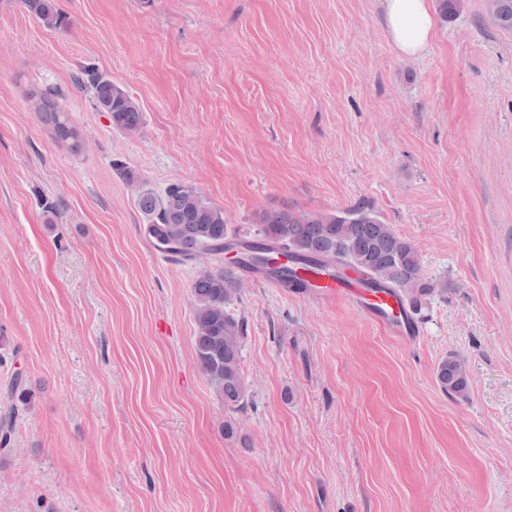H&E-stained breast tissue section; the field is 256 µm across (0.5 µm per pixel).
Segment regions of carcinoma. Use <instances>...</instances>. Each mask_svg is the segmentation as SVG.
<instances>
[{
	"label": "carcinoma",
	"mask_w": 512,
	"mask_h": 512,
	"mask_svg": "<svg viewBox=\"0 0 512 512\" xmlns=\"http://www.w3.org/2000/svg\"><path fill=\"white\" fill-rule=\"evenodd\" d=\"M22 3L43 26L66 25L55 0ZM487 12L498 29L512 32V0H487ZM79 84L88 88L93 106L109 115L113 127L126 133L140 130L143 111L139 101L110 76L86 67ZM36 112L57 140H78L68 113L61 110L53 94L39 98ZM136 203L146 221L145 237L180 262H201L223 254L226 247L237 250L234 266L204 265L192 284L196 365L227 408L240 406L247 394L241 369L244 322L230 309L239 292V271L249 269L287 288L307 287L305 273L341 277L348 269L363 271L372 287L397 288L412 305L418 304L420 297L445 288L441 282L422 279L415 247L392 225L381 223L362 207L341 215L265 210L259 214L256 237L245 240L228 232L224 211L206 202L190 184L174 182L160 193L142 187ZM278 253L287 254L289 264H271ZM436 379L444 392L464 396L468 390L467 364L449 356L438 364Z\"/></svg>",
	"instance_id": "obj_1"
}]
</instances>
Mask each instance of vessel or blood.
Listing matches in <instances>:
<instances>
[{"label": "vessel or blood", "instance_id": "vessel-or-blood-1", "mask_svg": "<svg viewBox=\"0 0 512 512\" xmlns=\"http://www.w3.org/2000/svg\"><path fill=\"white\" fill-rule=\"evenodd\" d=\"M306 296L316 303L342 300L361 315L384 326L388 332L407 342L418 341L421 331L399 292L392 288L367 287L364 278L351 273L342 279L326 276L311 280Z\"/></svg>", "mask_w": 512, "mask_h": 512}]
</instances>
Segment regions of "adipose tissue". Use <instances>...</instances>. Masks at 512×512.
<instances>
[{
  "instance_id": "ef3b65f1",
  "label": "adipose tissue",
  "mask_w": 512,
  "mask_h": 512,
  "mask_svg": "<svg viewBox=\"0 0 512 512\" xmlns=\"http://www.w3.org/2000/svg\"><path fill=\"white\" fill-rule=\"evenodd\" d=\"M385 23L400 56L420 55L435 34L430 0H386Z\"/></svg>"
}]
</instances>
